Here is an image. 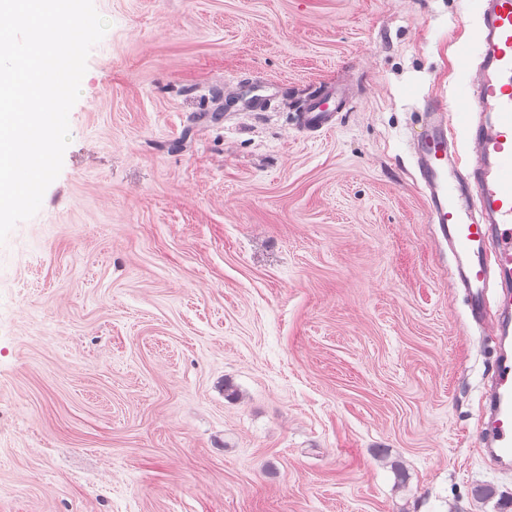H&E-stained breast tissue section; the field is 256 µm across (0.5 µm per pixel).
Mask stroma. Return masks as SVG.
<instances>
[{
	"label": "stroma",
	"instance_id": "stroma-1",
	"mask_svg": "<svg viewBox=\"0 0 512 512\" xmlns=\"http://www.w3.org/2000/svg\"><path fill=\"white\" fill-rule=\"evenodd\" d=\"M94 5L61 173L0 245V512H512L494 339L407 147L477 79V0ZM321 96L311 99L299 114V127L308 132H325L334 127V112H329Z\"/></svg>",
	"mask_w": 512,
	"mask_h": 512
}]
</instances>
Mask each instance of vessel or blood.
Here are the masks:
<instances>
[{"instance_id": "b4317fda", "label": "vessel or blood", "mask_w": 512, "mask_h": 512, "mask_svg": "<svg viewBox=\"0 0 512 512\" xmlns=\"http://www.w3.org/2000/svg\"><path fill=\"white\" fill-rule=\"evenodd\" d=\"M476 84L454 101L425 100L420 130L411 139L427 221L437 225L453 257L452 276L467 295L473 317H482L490 280H497L496 363L485 393L488 422L483 451L498 470H512V0H480ZM308 132L333 128L322 97L299 114ZM474 149L463 158L456 125Z\"/></svg>"}]
</instances>
